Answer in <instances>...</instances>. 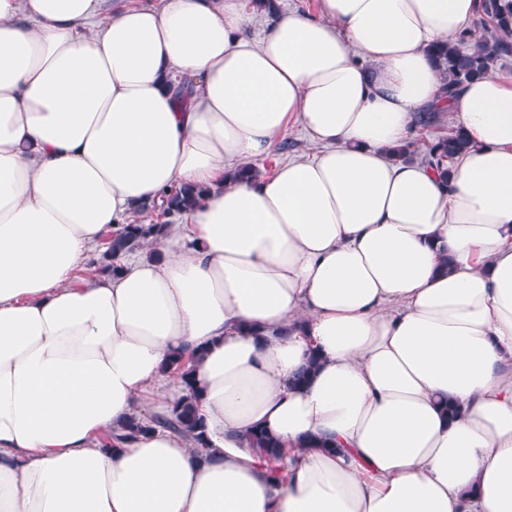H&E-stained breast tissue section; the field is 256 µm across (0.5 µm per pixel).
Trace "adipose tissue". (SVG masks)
Here are the masks:
<instances>
[{
    "mask_svg": "<svg viewBox=\"0 0 512 512\" xmlns=\"http://www.w3.org/2000/svg\"><path fill=\"white\" fill-rule=\"evenodd\" d=\"M101 3L0 0V512H512V68L447 101L429 57L480 0ZM430 108L446 183L390 155ZM288 128L316 153L238 178ZM175 184L182 231L89 261ZM177 357L208 448L108 447ZM317 1L318 0H279L278 3V0H252L251 4H254L258 10L261 9L264 14H266L257 13L254 31H261L265 22L280 13V10L281 13L291 9H307L310 12H314L318 5ZM469 148V141L464 134L455 129L443 134L436 132L426 146L427 163L434 167L444 182L451 174L450 164ZM249 444L253 448H258L260 458H263L269 467L270 476L273 479L278 478L276 468L277 461L281 457V448L279 441L263 429H256L248 436ZM274 464V466H272Z\"/></svg>",
    "mask_w": 512,
    "mask_h": 512,
    "instance_id": "1",
    "label": "adipose tissue"
}]
</instances>
